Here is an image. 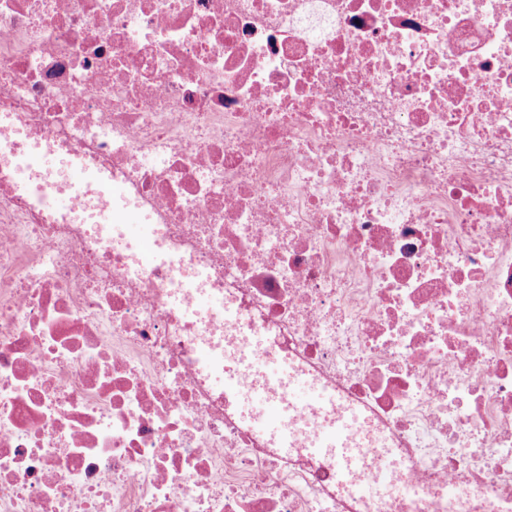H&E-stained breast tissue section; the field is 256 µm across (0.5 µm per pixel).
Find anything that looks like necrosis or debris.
<instances>
[{"instance_id": "1", "label": "necrosis or debris", "mask_w": 512, "mask_h": 512, "mask_svg": "<svg viewBox=\"0 0 512 512\" xmlns=\"http://www.w3.org/2000/svg\"><path fill=\"white\" fill-rule=\"evenodd\" d=\"M258 338L346 482L197 362ZM0 512H512V0H0ZM69 177L74 187V194L71 199L53 198L50 203L60 209L69 208L76 199L86 190H94L105 199L112 200L120 193L119 189L112 187V183L103 179L97 172L85 167L74 165L69 170ZM124 222L132 224V228L136 233L139 261L145 264H153L156 258L155 248L146 230V225L139 224V218L128 213L124 215ZM332 399V396L326 390L310 386L303 381L293 379L288 387L290 405L300 403L309 407L320 408L332 402ZM359 422V415L351 411L343 418L320 430L308 448L312 453L332 452L335 457L336 474L344 479L358 462L359 448H345V442Z\"/></svg>"}]
</instances>
